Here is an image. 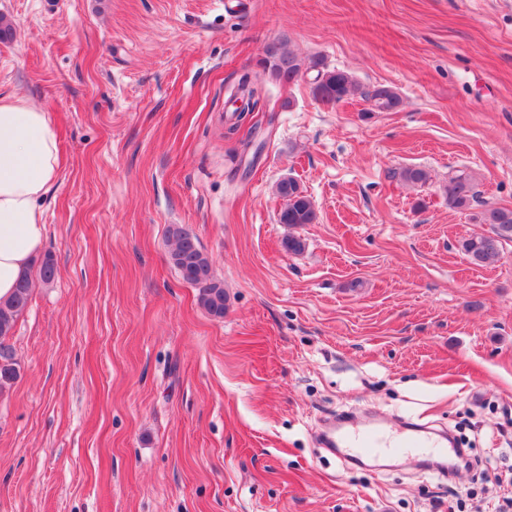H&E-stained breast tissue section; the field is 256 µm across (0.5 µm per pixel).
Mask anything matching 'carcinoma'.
I'll use <instances>...</instances> for the list:
<instances>
[{
    "mask_svg": "<svg viewBox=\"0 0 512 512\" xmlns=\"http://www.w3.org/2000/svg\"><path fill=\"white\" fill-rule=\"evenodd\" d=\"M258 67V72L241 74L235 86V92L248 96L251 112H261L267 107L266 82L289 85L311 70L316 71L310 82L311 94L324 106L333 107L356 95L370 102L373 112H394L401 105L400 96L392 88L380 85L365 89L350 72L330 69L320 58L306 64L279 42L266 46ZM392 177L410 186L429 180L428 172L417 167L399 169L392 172ZM275 193L284 200V207L278 214L279 223L292 227L315 223L317 213L314 204L297 180L291 177L281 179L275 185ZM445 194L448 205L455 209L466 210L480 203L475 180L464 171L448 177ZM479 221L491 226L490 233L470 235L461 242V250L470 263L487 266L498 259L503 242L512 241V209L487 205L480 212ZM167 233L171 242L169 261L180 278L197 288L198 304L208 315L224 317V285L214 276L212 261L197 235L183 224L170 225ZM31 289V276L27 275L9 299L0 300V391L17 377L16 353L7 339L28 306Z\"/></svg>",
    "mask_w": 512,
    "mask_h": 512,
    "instance_id": "cac0c4a2",
    "label": "carcinoma"
}]
</instances>
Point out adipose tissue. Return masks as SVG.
I'll return each mask as SVG.
<instances>
[{"label":"adipose tissue","mask_w":512,"mask_h":512,"mask_svg":"<svg viewBox=\"0 0 512 512\" xmlns=\"http://www.w3.org/2000/svg\"><path fill=\"white\" fill-rule=\"evenodd\" d=\"M61 169L46 109L0 98V300L11 297L47 234L41 201Z\"/></svg>","instance_id":"ef3b65f1"}]
</instances>
